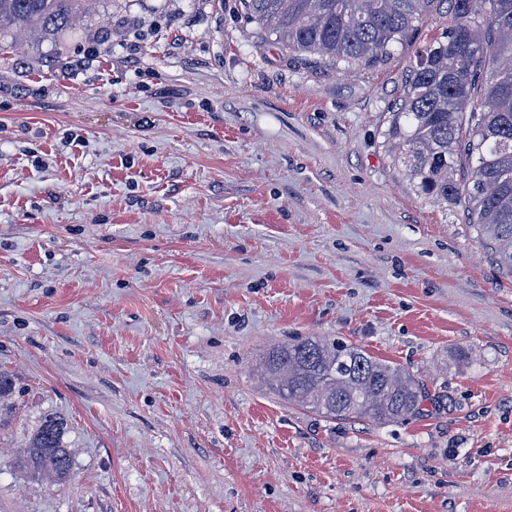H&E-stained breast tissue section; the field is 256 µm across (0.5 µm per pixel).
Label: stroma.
<instances>
[{
    "instance_id": "1",
    "label": "stroma",
    "mask_w": 512,
    "mask_h": 512,
    "mask_svg": "<svg viewBox=\"0 0 512 512\" xmlns=\"http://www.w3.org/2000/svg\"><path fill=\"white\" fill-rule=\"evenodd\" d=\"M0 42V512H512V278L387 130L433 0L386 64L289 57L241 0H96ZM336 338L423 385L398 425L261 378ZM72 475L16 467L45 414ZM19 397L11 374L0 370V432L16 419Z\"/></svg>"
}]
</instances>
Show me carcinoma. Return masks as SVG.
Returning a JSON list of instances; mask_svg holds the SVG:
<instances>
[{
  "label": "carcinoma",
  "mask_w": 512,
  "mask_h": 512,
  "mask_svg": "<svg viewBox=\"0 0 512 512\" xmlns=\"http://www.w3.org/2000/svg\"><path fill=\"white\" fill-rule=\"evenodd\" d=\"M88 0H0V40L73 28ZM432 0H243L247 18L298 59L333 69L387 62L409 41ZM388 136L417 190L464 202L468 223L512 276V0H448L444 40L422 50ZM463 170L465 179L455 178ZM262 377L284 402L330 420L376 426L415 417L422 386L398 364L346 342L298 337L270 348ZM19 412L13 378L0 370V431ZM66 422L46 415L18 465L65 482Z\"/></svg>",
  "instance_id": "obj_1"
}]
</instances>
